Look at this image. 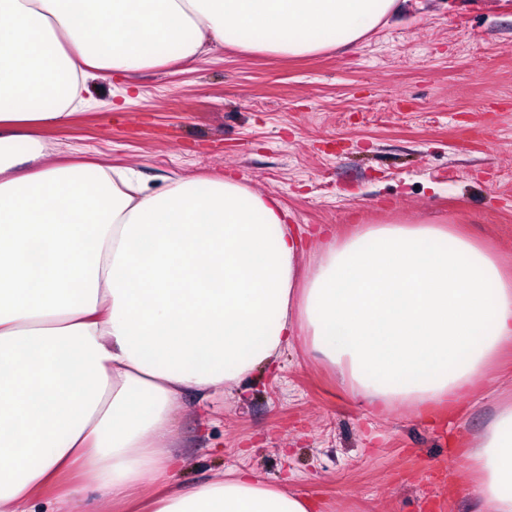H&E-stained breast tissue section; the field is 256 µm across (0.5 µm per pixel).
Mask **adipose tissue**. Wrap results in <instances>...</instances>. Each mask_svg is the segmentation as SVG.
I'll use <instances>...</instances> for the list:
<instances>
[{
  "label": "adipose tissue",
  "mask_w": 512,
  "mask_h": 512,
  "mask_svg": "<svg viewBox=\"0 0 512 512\" xmlns=\"http://www.w3.org/2000/svg\"><path fill=\"white\" fill-rule=\"evenodd\" d=\"M398 3L0 0V512H314L249 471L175 483L183 393L234 388L304 336L359 406L427 415L512 343V279L467 237L371 225L303 276V238L246 184L152 191L54 162L40 136L89 105L90 81L210 44L314 56ZM474 459L484 512H512V404Z\"/></svg>",
  "instance_id": "1"
}]
</instances>
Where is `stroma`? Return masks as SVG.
I'll list each match as a JSON object with an SVG mask.
<instances>
[{"label": "stroma", "instance_id": "obj_1", "mask_svg": "<svg viewBox=\"0 0 512 512\" xmlns=\"http://www.w3.org/2000/svg\"><path fill=\"white\" fill-rule=\"evenodd\" d=\"M94 101L44 130L56 160L172 178H238L288 224L330 227L299 259L372 224H438L512 275V0H403L348 48L288 58L214 46L91 84ZM512 403V345L461 398L462 415L358 407L306 338L205 403L183 397L188 486L251 470L319 512H479L471 457Z\"/></svg>", "mask_w": 512, "mask_h": 512}]
</instances>
